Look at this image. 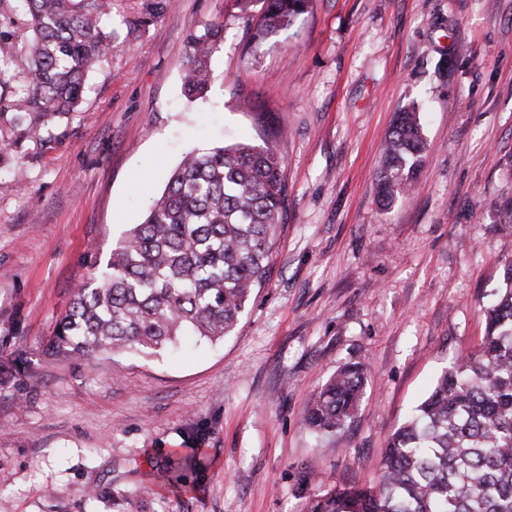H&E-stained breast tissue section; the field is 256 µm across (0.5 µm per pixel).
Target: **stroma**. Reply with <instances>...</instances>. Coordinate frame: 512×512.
I'll return each mask as SVG.
<instances>
[{"label":"stroma","instance_id":"35a3bbf8","mask_svg":"<svg viewBox=\"0 0 512 512\" xmlns=\"http://www.w3.org/2000/svg\"><path fill=\"white\" fill-rule=\"evenodd\" d=\"M215 23L211 84L186 97V40ZM108 24L78 111L0 171V359L26 351L41 373L0 380V512H305L375 483L391 434L479 345L512 259V0H316L255 53L236 0H112ZM412 104L425 159L384 210L383 144ZM272 123L287 215L236 329L45 362L75 286L183 158L261 144ZM363 359L352 422L306 429L311 395ZM174 451L198 465L166 487Z\"/></svg>","mask_w":512,"mask_h":512}]
</instances>
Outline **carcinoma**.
I'll list each match as a JSON object with an SVG mask.
<instances>
[{
    "label": "carcinoma",
    "mask_w": 512,
    "mask_h": 512,
    "mask_svg": "<svg viewBox=\"0 0 512 512\" xmlns=\"http://www.w3.org/2000/svg\"><path fill=\"white\" fill-rule=\"evenodd\" d=\"M23 23L0 22V170L28 156L26 144L76 110L90 70L115 48L102 18L107 0H25ZM257 22L259 48L310 13L314 0H236ZM27 33L23 66L11 52ZM224 37L213 24L188 37L183 89L208 90L211 56ZM24 84L17 94L14 82ZM237 143L190 153L153 203L112 245L106 263L76 287L43 355L90 360L135 348L156 354L191 331L210 341L233 331L265 280L273 238L287 203L285 155ZM425 142L414 105L396 113L376 179L387 209L412 188ZM504 288L485 311L478 348L443 370L428 395L388 440L377 485L341 486L308 512H512V260ZM24 352L0 362V376L29 378ZM367 366L336 371L303 412L312 430L334 435L358 412Z\"/></svg>",
    "instance_id": "carcinoma-1"
}]
</instances>
